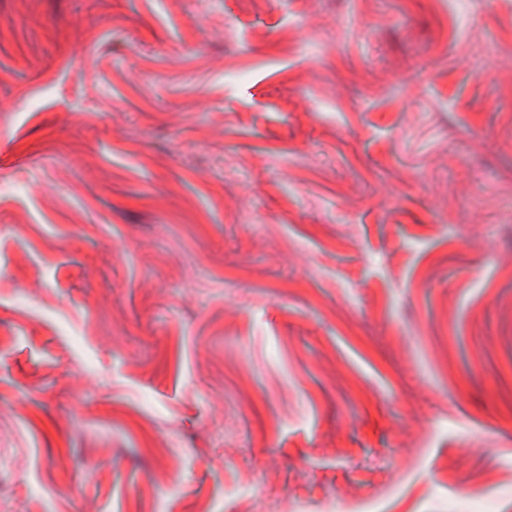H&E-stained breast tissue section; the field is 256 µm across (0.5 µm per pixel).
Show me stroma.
<instances>
[{"instance_id": "obj_1", "label": "stroma", "mask_w": 512, "mask_h": 512, "mask_svg": "<svg viewBox=\"0 0 512 512\" xmlns=\"http://www.w3.org/2000/svg\"><path fill=\"white\" fill-rule=\"evenodd\" d=\"M512 512V0H0V512Z\"/></svg>"}]
</instances>
